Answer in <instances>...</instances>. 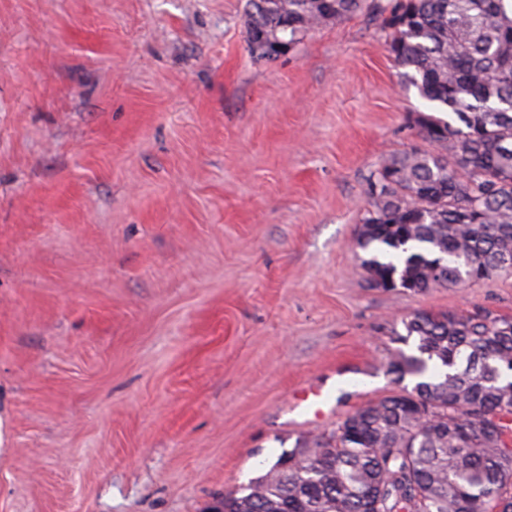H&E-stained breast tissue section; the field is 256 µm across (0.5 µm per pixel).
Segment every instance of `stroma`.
<instances>
[{"label":"stroma","instance_id":"1","mask_svg":"<svg viewBox=\"0 0 512 512\" xmlns=\"http://www.w3.org/2000/svg\"><path fill=\"white\" fill-rule=\"evenodd\" d=\"M244 6L0 0V512H208L393 392L402 318L512 316L365 278L422 107L379 22L265 61Z\"/></svg>","mask_w":512,"mask_h":512}]
</instances>
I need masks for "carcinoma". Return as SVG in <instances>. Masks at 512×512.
<instances>
[{
	"label": "carcinoma",
	"mask_w": 512,
	"mask_h": 512,
	"mask_svg": "<svg viewBox=\"0 0 512 512\" xmlns=\"http://www.w3.org/2000/svg\"><path fill=\"white\" fill-rule=\"evenodd\" d=\"M246 0L253 39L297 45L358 13L380 20L390 55L427 110L411 117L434 146L383 158L366 183L357 244L377 288L427 292L506 270L512 257V10L505 0ZM512 318L418 311L386 373L391 395L304 438L209 512H512Z\"/></svg>",
	"instance_id": "obj_1"
}]
</instances>
